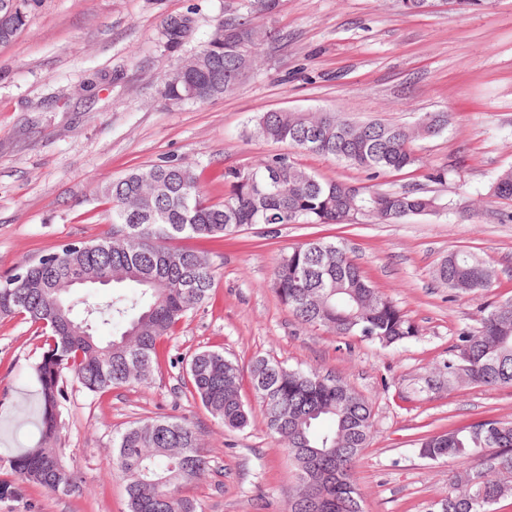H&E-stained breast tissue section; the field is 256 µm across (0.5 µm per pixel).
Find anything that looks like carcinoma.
Wrapping results in <instances>:
<instances>
[{
  "label": "carcinoma",
  "instance_id": "carcinoma-1",
  "mask_svg": "<svg viewBox=\"0 0 512 512\" xmlns=\"http://www.w3.org/2000/svg\"><path fill=\"white\" fill-rule=\"evenodd\" d=\"M43 0H0V44L11 42ZM279 0H244L243 11L220 20L194 55L195 67L177 62L163 79L166 99L204 103L237 90L260 69L261 48L276 33L256 22ZM249 134L300 152L331 158L366 174L367 183L324 180L280 154L261 165L224 173L229 190L214 202L191 164L164 160L138 167L102 190L110 231L100 239L68 243L22 268V280L0 286V319L20 317L40 329L44 351L36 365L41 386V439L0 459V503L17 500L25 484L66 496L79 488L77 474L56 448L65 387L92 395L140 385L158 365L160 346L188 313L210 296L216 269L209 257L170 245L182 238H222L280 224L398 223L436 213L446 202L420 187L387 190L376 179L416 166L412 144L419 133L378 121L356 122L341 112L275 110L253 119ZM493 196L512 201V168L494 178ZM112 274L120 287L110 298L72 297L75 277ZM436 278L461 293L493 287L489 263L468 250L448 254ZM273 288L297 319L338 336L360 335L391 345L418 334L415 324L374 287L340 240H310L284 255ZM117 336L103 343L101 325ZM448 388L512 387V302L481 312L480 326L459 334L444 365ZM184 386L229 429L249 416L241 395L239 365L224 352L205 349L186 362ZM252 389L265 407L269 432L287 443L302 486L288 512H362L352 469L367 448L370 403L344 382L316 370L290 369L265 357L250 368ZM418 455L467 463L435 504L436 512H491L512 496V422L481 421L419 439ZM112 469L125 481L127 512H198L180 489L204 481L210 461L197 431L172 416L135 422L113 439Z\"/></svg>",
  "mask_w": 512,
  "mask_h": 512
}]
</instances>
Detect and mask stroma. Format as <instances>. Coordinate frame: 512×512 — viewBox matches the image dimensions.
<instances>
[{
  "label": "stroma",
  "mask_w": 512,
  "mask_h": 512,
  "mask_svg": "<svg viewBox=\"0 0 512 512\" xmlns=\"http://www.w3.org/2000/svg\"><path fill=\"white\" fill-rule=\"evenodd\" d=\"M241 0H45L17 38L0 45V282L62 245L100 236L105 184L132 169L175 159L198 166L211 197L223 173L286 153L250 139L246 127L269 110H341L355 120L411 126L444 113L448 127L414 142L419 170L382 175L398 190L421 171L447 167L435 191L439 213L397 224H286L210 244L217 271L210 298L166 344L143 387L87 395L69 385L59 446L81 492L26 488L0 512H127L125 483L112 470L113 439L132 422L175 416L193 424L213 473L187 488L199 512H287L297 471L267 429L251 391L249 423L231 430L180 391L179 359L220 349L248 367L265 356L287 367L342 379L373 408L370 443L354 469L363 512H427L462 471L414 450L420 436L477 420L512 421V387L433 388L462 330L487 305L512 299V201L492 196L495 175L512 167V0L458 10L445 0L415 13L398 0H280L258 24L278 38L261 69L215 100H165L163 78L190 58ZM188 23L171 42L170 21ZM336 236L380 291L415 323L416 337L384 346L299 322L278 298L281 257L315 238ZM490 261L492 291L453 297L434 275L448 253ZM41 341L20 319L0 321V457L40 439L34 367Z\"/></svg>",
  "instance_id": "stroma-1"
}]
</instances>
